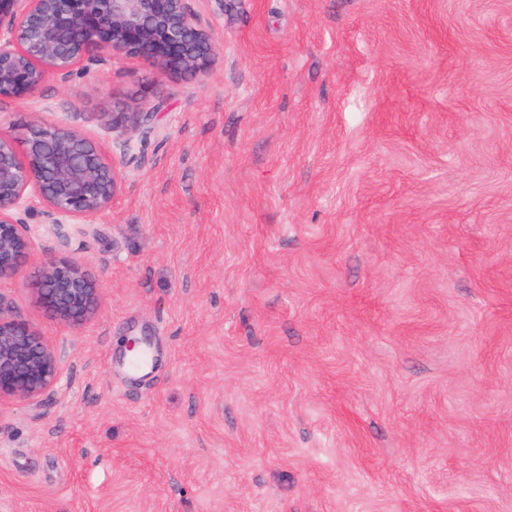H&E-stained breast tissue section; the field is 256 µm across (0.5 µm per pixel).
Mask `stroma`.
Returning <instances> with one entry per match:
<instances>
[{
	"mask_svg": "<svg viewBox=\"0 0 512 512\" xmlns=\"http://www.w3.org/2000/svg\"><path fill=\"white\" fill-rule=\"evenodd\" d=\"M197 77L113 56L0 129L161 104L109 211L44 223L101 288L0 401V512H512V0H211ZM147 336L132 379L121 341Z\"/></svg>",
	"mask_w": 512,
	"mask_h": 512,
	"instance_id": "35a3bbf8",
	"label": "stroma"
}]
</instances>
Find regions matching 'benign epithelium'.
I'll return each instance as SVG.
<instances>
[{
	"instance_id": "obj_1",
	"label": "benign epithelium",
	"mask_w": 512,
	"mask_h": 512,
	"mask_svg": "<svg viewBox=\"0 0 512 512\" xmlns=\"http://www.w3.org/2000/svg\"><path fill=\"white\" fill-rule=\"evenodd\" d=\"M209 30L190 0H0V101L35 94L52 77L86 72L105 57H142L179 76H197L211 63ZM160 104L135 113L131 123L112 119V143L129 163L133 133L153 120ZM121 188L108 158L74 124L27 125L21 139L0 131V281L20 277L34 244L24 201L31 193L48 224H64L112 208ZM54 252L34 272L38 301L64 324L92 318L100 304L95 278L78 261ZM57 349L30 323L0 302V401H36L58 381Z\"/></svg>"
}]
</instances>
